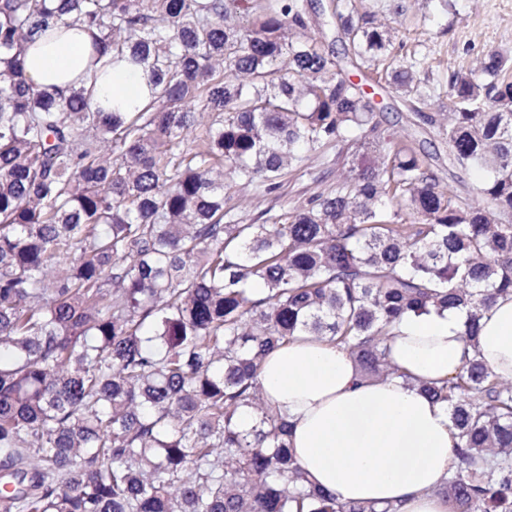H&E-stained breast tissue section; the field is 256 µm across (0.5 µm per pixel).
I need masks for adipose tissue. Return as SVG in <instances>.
Wrapping results in <instances>:
<instances>
[{
	"label": "adipose tissue",
	"mask_w": 512,
	"mask_h": 512,
	"mask_svg": "<svg viewBox=\"0 0 512 512\" xmlns=\"http://www.w3.org/2000/svg\"><path fill=\"white\" fill-rule=\"evenodd\" d=\"M91 41L76 25L33 35L29 79L40 87L92 89L95 106L106 112L134 111L152 92L148 65L123 62L93 73ZM464 321L461 308L402 319L389 346L405 383L362 379L347 353L314 336L266 356L262 395L291 423L290 446L312 484L344 502L450 512L439 489L454 468L457 437L447 405L419 384L455 375L476 352L489 371L512 381V297L484 311L476 344L464 338Z\"/></svg>",
	"instance_id": "obj_1"
}]
</instances>
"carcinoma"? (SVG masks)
<instances>
[{"label": "carcinoma", "instance_id": "obj_1", "mask_svg": "<svg viewBox=\"0 0 512 512\" xmlns=\"http://www.w3.org/2000/svg\"><path fill=\"white\" fill-rule=\"evenodd\" d=\"M331 10L339 53L308 0H0V512H375L308 482L261 364L306 332L406 382L403 317L466 306L472 342L512 295V55L431 87L395 63L405 0ZM67 19L93 60L148 63L155 98L101 112L34 85L25 42ZM341 58L446 136L450 184ZM333 144L373 158L237 222L224 176L269 192ZM421 388L458 432L453 512H512V381L475 355Z\"/></svg>", "mask_w": 512, "mask_h": 512}]
</instances>
